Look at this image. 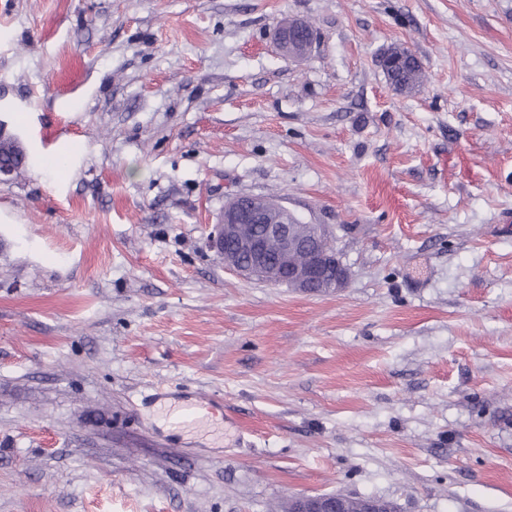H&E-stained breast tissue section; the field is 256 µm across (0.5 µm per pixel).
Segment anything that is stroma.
Returning a JSON list of instances; mask_svg holds the SVG:
<instances>
[{
	"label": "stroma",
	"instance_id": "1",
	"mask_svg": "<svg viewBox=\"0 0 512 512\" xmlns=\"http://www.w3.org/2000/svg\"><path fill=\"white\" fill-rule=\"evenodd\" d=\"M0 120V512H512V0H0ZM239 193L345 288L225 270ZM287 29L286 32L282 27L277 30V41L283 55L288 60H298L307 56L316 35L310 31L306 32L304 38L300 39L298 35L303 30L300 21L288 24ZM387 77L390 86L398 94L409 93L426 80L421 63L400 69L397 73L387 75ZM26 154L21 145L9 136L0 135V162H11L15 167V175L26 165ZM292 512H345L347 504L338 494H322L316 496L294 497Z\"/></svg>",
	"mask_w": 512,
	"mask_h": 512
}]
</instances>
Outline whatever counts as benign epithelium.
I'll return each instance as SVG.
<instances>
[{"label":"benign epithelium","instance_id":"1","mask_svg":"<svg viewBox=\"0 0 512 512\" xmlns=\"http://www.w3.org/2000/svg\"><path fill=\"white\" fill-rule=\"evenodd\" d=\"M303 25L295 21L277 30L283 55L290 60L309 53L315 34L298 37ZM301 218L287 206L269 211L263 202L251 196H236L224 204V212L215 227L212 243L224 268L246 277H256L274 285H284L304 293L319 288L335 290L345 285L348 273L336 256V249L325 233L314 226L303 238L297 233ZM245 224H261L259 235L245 236ZM277 263H271L270 252ZM292 512H347V504L338 494L294 497Z\"/></svg>","mask_w":512,"mask_h":512}]
</instances>
